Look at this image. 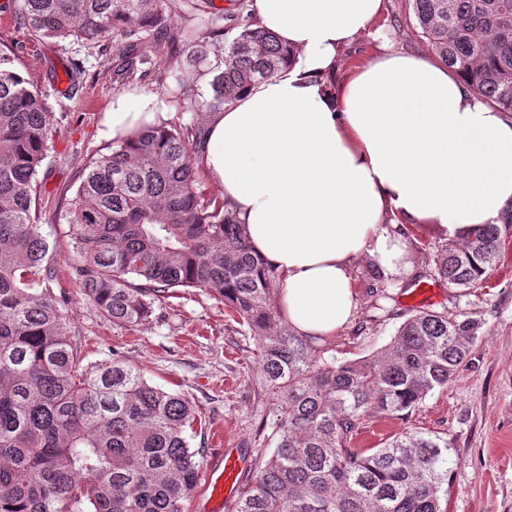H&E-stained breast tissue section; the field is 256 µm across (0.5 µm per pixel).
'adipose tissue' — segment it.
I'll use <instances>...</instances> for the list:
<instances>
[{"label": "adipose tissue", "instance_id": "obj_1", "mask_svg": "<svg viewBox=\"0 0 512 512\" xmlns=\"http://www.w3.org/2000/svg\"><path fill=\"white\" fill-rule=\"evenodd\" d=\"M259 25L292 50L280 74L212 113L201 161L252 250L280 276L289 327L334 337L357 313L359 260L409 271V224L461 241L512 204V119L432 61L385 50L330 75L382 0H253ZM167 114L156 95L113 98L107 137Z\"/></svg>", "mask_w": 512, "mask_h": 512}]
</instances>
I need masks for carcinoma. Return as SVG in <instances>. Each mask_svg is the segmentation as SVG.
<instances>
[{"instance_id":"cac0c4a2","label":"carcinoma","mask_w":512,"mask_h":512,"mask_svg":"<svg viewBox=\"0 0 512 512\" xmlns=\"http://www.w3.org/2000/svg\"><path fill=\"white\" fill-rule=\"evenodd\" d=\"M18 24L41 39L119 37L115 72L132 81L151 59L143 34L171 51L159 83L192 120L136 132L90 163L71 199L69 278L105 318L147 321L180 288L205 290L258 342L275 447L256 463L235 512H442L453 443L403 433L371 453L350 447L360 420L409 412L458 375L481 322L422 310L375 358L338 363L283 323L279 275L255 254L222 198L204 197L199 147L207 115L278 74L290 51L243 24L230 40L190 25L189 0H20ZM419 35L486 105L512 112V0H410ZM0 47V512H184L199 462L183 395L118 358L89 366L64 322L56 246L41 231L40 170L53 143L46 95ZM206 81L208 91L179 95ZM512 236V208L445 247L449 287L481 283Z\"/></svg>"}]
</instances>
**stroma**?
<instances>
[{"instance_id": "stroma-1", "label": "stroma", "mask_w": 512, "mask_h": 512, "mask_svg": "<svg viewBox=\"0 0 512 512\" xmlns=\"http://www.w3.org/2000/svg\"><path fill=\"white\" fill-rule=\"evenodd\" d=\"M17 11L18 0H0V44L13 49L19 69L47 95L53 114L56 133L41 173L40 222L43 234L59 246L54 290L69 299L65 322L72 341L86 362L119 358L152 384L189 398L199 423L186 436L200 465L209 463L218 434L225 447L250 462L269 457L276 413L262 393L257 343L228 317L222 301L183 288L157 305L145 324L127 327L104 318L68 277L69 201L86 166L115 145L101 132L104 113L122 92L158 93L156 75L122 82L114 73L111 38L95 44L38 40L18 27ZM413 24L408 0H383L374 35L346 49L340 69L368 61L384 38L406 53L434 59ZM74 58L82 62L84 74L72 97L59 81ZM447 243L434 225L410 227L413 273L402 284L383 281L366 264H357L358 311L350 325L328 339L329 354L340 363L375 356L416 313L409 293L420 282L435 289L430 309L480 320V336L453 382L432 391L408 414L364 417L353 445L379 448L407 431L447 437L457 464L441 497L443 512H512V237L505 238L501 259L482 284L470 289L448 287L438 278L433 257Z\"/></svg>"}]
</instances>
